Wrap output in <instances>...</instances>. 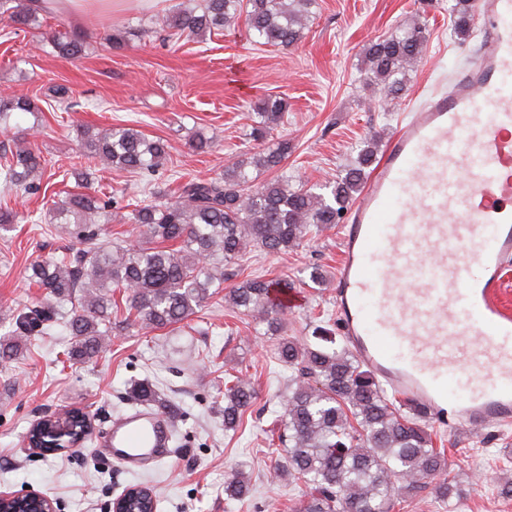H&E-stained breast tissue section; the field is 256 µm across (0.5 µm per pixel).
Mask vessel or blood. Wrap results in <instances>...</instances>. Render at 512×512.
I'll list each match as a JSON object with an SVG mask.
<instances>
[{
  "instance_id": "obj_1",
  "label": "vessel or blood",
  "mask_w": 512,
  "mask_h": 512,
  "mask_svg": "<svg viewBox=\"0 0 512 512\" xmlns=\"http://www.w3.org/2000/svg\"><path fill=\"white\" fill-rule=\"evenodd\" d=\"M476 62L394 134L341 244L337 306L355 352L436 423L512 418V0H477ZM172 422L132 409L99 439L143 468L172 457Z\"/></svg>"
}]
</instances>
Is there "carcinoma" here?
I'll return each instance as SVG.
<instances>
[{
	"mask_svg": "<svg viewBox=\"0 0 512 512\" xmlns=\"http://www.w3.org/2000/svg\"><path fill=\"white\" fill-rule=\"evenodd\" d=\"M313 2L200 0L169 21L175 35L187 38L242 23L263 44L286 50L303 38ZM5 19L29 29L41 27L35 12L12 5V0H0V20ZM43 41L70 61L80 59L85 51L82 38L59 29L45 33ZM425 44L424 28L414 22L366 49L369 80L380 86L385 98L403 95L402 75L421 58ZM37 111L27 96L0 98V125L7 124L14 112ZM287 111L286 101L278 96L252 103L250 138L264 140ZM81 139L84 162L72 174L87 186L89 164L151 176L168 155L163 139H150L133 127L101 132L86 127ZM376 147L377 134L372 133L355 164L333 183L328 199L284 178L259 186L253 183L247 168L280 169L292 151L286 140L254 153L247 162L228 163L220 176L183 179L173 196L158 190L162 201L136 204L127 215L138 238L136 247L106 242L100 225L90 221L94 215L108 214L115 198L95 191L54 203L52 219L68 225L66 231L78 248L29 264L26 279L44 289L52 303L22 313L17 329L25 336L41 335L58 314V305L68 303V329L76 337L70 354L90 360L105 352L111 341L112 290L122 293L126 321L175 329L221 289L233 312L279 337L274 358L291 371L288 393L274 411L277 439L283 447L275 463L288 480L306 489L296 512H393L395 504L422 492L443 503L460 496L457 482L448 474L445 449L433 446L414 404L389 398L346 349L329 351L283 335L287 311L269 297V288L275 284L288 290L292 288L288 279L248 278L224 287V264L258 249L294 250L313 231L338 223L354 201ZM48 165L32 145L5 153L0 157V182L10 190L35 194ZM130 393L140 403L151 405L159 399L157 390L145 381L133 383ZM255 401V388L245 375L224 378V431L237 430ZM251 488L250 477L238 467L228 476L224 494L241 501Z\"/></svg>",
	"mask_w": 512,
	"mask_h": 512,
	"instance_id": "obj_1",
	"label": "carcinoma"
}]
</instances>
